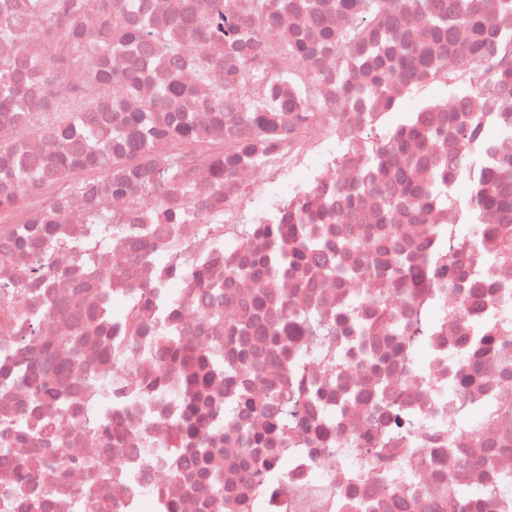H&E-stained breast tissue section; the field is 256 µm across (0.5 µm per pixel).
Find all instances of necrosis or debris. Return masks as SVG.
<instances>
[{
    "instance_id": "4bbe7bcc",
    "label": "necrosis or debris",
    "mask_w": 512,
    "mask_h": 512,
    "mask_svg": "<svg viewBox=\"0 0 512 512\" xmlns=\"http://www.w3.org/2000/svg\"><path fill=\"white\" fill-rule=\"evenodd\" d=\"M62 0H0V19L36 37L61 43L110 42L114 26L133 24L132 16L108 12L106 0H81L80 27L55 23ZM170 15L164 0H138L141 14L156 27L177 26L181 37L168 51L135 42L120 53L94 59L77 55L64 66L44 71L34 63L37 48L21 58L16 91L26 105L16 111L0 104V192L10 189L3 174L13 160L40 167L43 179L19 189L18 204L0 208V428L25 430L22 439L0 441V473L14 477L0 484V512H30L37 497L41 512H453L449 484L497 485L512 471V261L482 264L495 243L504 215L475 204L476 172L499 176L512 193V97L486 96L470 75H505L512 83V47L470 53L469 31H456L452 43L435 41L411 13L396 14L386 28L368 27L365 38L326 45L322 30L349 26L348 15L323 9L322 22L298 19L313 55L286 59L277 47L282 28L274 13H256L250 0H210L230 6L253 37L244 45L221 41L200 47L196 34L199 0H182ZM385 39L387 73L393 98L364 103L352 88L372 82L369 58L374 40ZM411 46L439 62L450 80L428 70L404 71L403 48ZM346 68L349 86L336 83ZM289 80H282V73ZM177 84L180 96L161 103L157 126L189 110L197 115L198 141L173 145L158 139L153 149L130 161L100 163L88 156L81 137L67 142L71 179L50 141L71 112L98 129L124 123L162 85ZM313 85L324 106L317 112L298 106L296 85ZM224 88V112L211 111L217 88ZM277 106L263 145L264 159H240L223 177L215 168L237 143L254 138L235 115L254 95ZM479 111L483 122L464 137L448 127L449 115ZM442 126L441 139L411 148L403 165L412 182L426 190L443 181L447 206L421 195L413 207L387 210L375 195H356L365 182L397 193L401 186L388 169L371 163L378 145L368 133L393 131L409 120ZM179 162L182 178L196 190L185 198L179 187L152 193L160 169ZM322 197L332 198L333 218L315 223L326 243L321 259L287 268L256 283L228 280L227 272L246 251L247 236L268 224L286 222L289 213ZM194 211L196 220L150 224L148 215ZM44 228L48 240L62 242L49 257V271L17 287L33 250L17 246L16 225ZM451 230L450 260L426 266L435 230ZM396 234L409 274L421 275L414 288L389 292L386 304L403 331L391 336L375 326L376 280L370 255L350 257L361 273L341 281L324 279L321 267L335 260L336 245L355 236L373 242ZM94 257L93 268L76 262V244ZM112 279L111 319L100 325L101 303L91 288ZM224 286L219 321L206 319L211 307L208 283ZM318 313L329 327L315 338L305 328L280 325L267 337L242 333L246 319L267 315ZM39 320V335L26 327ZM174 325L188 348L205 352L221 345L224 354H252L264 375L243 374L234 382L188 380L200 372L192 362L165 369L160 326ZM86 330L84 371L97 384L87 389L81 373L58 372L54 347L75 330ZM305 357L302 372L288 364ZM31 375L47 390L33 399L16 389V373ZM247 390L261 397L278 389L297 401L299 414L273 445L252 454L272 456L258 471L242 468L239 425L265 431L275 405L265 412L239 410L224 419V401ZM412 426L390 427L393 413ZM197 422L210 454L199 462L196 445L182 434L185 421ZM48 425L51 436L39 435ZM495 453L496 468L484 466L483 451ZM38 462L33 481L23 478L24 461ZM224 474V500L214 504L205 492L201 468Z\"/></svg>"
}]
</instances>
